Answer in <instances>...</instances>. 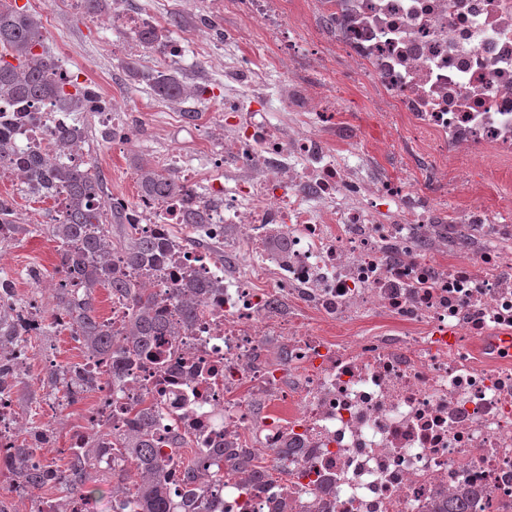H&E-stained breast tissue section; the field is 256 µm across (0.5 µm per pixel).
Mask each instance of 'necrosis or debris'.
Returning a JSON list of instances; mask_svg holds the SVG:
<instances>
[{
	"instance_id": "4bbe7bcc",
	"label": "necrosis or debris",
	"mask_w": 512,
	"mask_h": 512,
	"mask_svg": "<svg viewBox=\"0 0 512 512\" xmlns=\"http://www.w3.org/2000/svg\"><path fill=\"white\" fill-rule=\"evenodd\" d=\"M314 3L344 74L301 101L288 67L255 110L262 73L225 68L224 202L206 231L236 264L185 245L181 204L138 201L137 223L168 244L142 277L169 319L182 283L208 291L120 381L86 362L99 402L69 444L124 431L146 398L172 512L186 494L174 433L206 469L247 448L265 472L225 476L207 512H444L466 489L469 512H512V205L441 196L512 161V0ZM350 76L388 124L434 141L426 179L369 170L362 139L337 149L314 124L342 111ZM0 114L22 153L54 154L55 129L75 124L50 98Z\"/></svg>"
}]
</instances>
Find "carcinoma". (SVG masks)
Instances as JSON below:
<instances>
[{"instance_id": "obj_1", "label": "carcinoma", "mask_w": 512, "mask_h": 512, "mask_svg": "<svg viewBox=\"0 0 512 512\" xmlns=\"http://www.w3.org/2000/svg\"><path fill=\"white\" fill-rule=\"evenodd\" d=\"M45 37L41 20L25 5L0 3V98L25 102L48 96L56 97L64 107L77 112L81 99L88 96L82 87L69 91L53 79L55 60L44 51ZM153 91L164 97L180 99L185 88L177 76V67L170 64L165 72L155 71L144 76ZM74 132L65 127L57 129V152L52 155L19 153L9 135L0 131V163H8L21 172L24 191L35 199L64 196V217L46 227L21 224L14 216L10 201L0 199V225L9 224L16 235L46 233L58 243L57 272L79 280L83 298L78 300L61 287L56 289L55 307L70 318V330L81 344L84 359L100 357L112 367V373H122L127 362L149 354L152 339L162 334L178 335L195 314L205 292V286L189 280L178 292L179 323L167 321L165 312L156 303L153 293L134 272L144 266L163 263L167 244L161 238L142 236L140 225L127 216L125 206L110 201L103 179L88 166H72L64 161ZM140 196L164 200L184 197L189 202L186 223L201 235L205 231L208 205L192 202L194 189L174 170L159 169L148 162L138 166ZM106 289L126 302L128 322L125 337L117 343L109 338V323L97 307V292ZM21 371L0 367V394L12 393ZM130 432L106 435V445L117 458L135 467L137 480L122 487V497L113 498L112 512H125V498L132 497L137 512H171L163 464L153 450L150 418L152 406L132 409ZM36 449H13L10 458L0 464V470L16 477L30 489L48 486L44 470L29 465ZM94 448H71L66 468L59 471L54 488L67 494L80 493L91 498L95 471L91 467ZM233 474L260 477L258 466L251 457L238 454L226 458ZM183 482L188 488L186 512H204L202 499L212 484L213 475L188 462L184 465Z\"/></svg>"}]
</instances>
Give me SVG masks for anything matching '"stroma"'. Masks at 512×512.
Wrapping results in <instances>:
<instances>
[{
  "instance_id": "35a3bbf8",
  "label": "stroma",
  "mask_w": 512,
  "mask_h": 512,
  "mask_svg": "<svg viewBox=\"0 0 512 512\" xmlns=\"http://www.w3.org/2000/svg\"><path fill=\"white\" fill-rule=\"evenodd\" d=\"M126 13L155 14L171 42L182 47L177 61L178 76L188 87H203L205 95L172 101L155 95L149 86L124 68L127 57L138 59L141 70L153 68L150 51L126 47L128 33L111 13L86 16L79 5L45 0L34 9L43 24L45 45L51 56L66 57L73 70L82 72L85 83L103 100L115 103L124 122L133 131L127 145H113L101 137V127L87 120L89 160L104 177L110 197L134 205L140 197L139 162H158L163 157H179L181 163L198 174V188L224 176V165L212 155L210 142L224 136L217 112L224 97V65L240 58L253 60L262 68L269 85H277L280 48H294L303 72L316 73L318 80L332 81L336 71L335 51H324L325 23L317 19L308 28L285 27L270 32L242 10H226L221 0H124ZM348 108L338 116L341 138L363 136L369 167L395 169L401 154L388 148L391 131L381 122L373 99L367 98L357 83L346 90ZM194 119H186V112ZM57 244L46 234H36L13 243L0 253V276H9L18 299L41 298L45 310L55 306L54 283L58 279ZM25 379L14 395L21 421L19 436L47 424L56 429L57 447L50 462L65 468L67 443L72 428L83 414L96 407L99 397L91 394L80 403L62 406L45 400L38 378L47 362H79L81 346L68 332L32 339Z\"/></svg>"
}]
</instances>
